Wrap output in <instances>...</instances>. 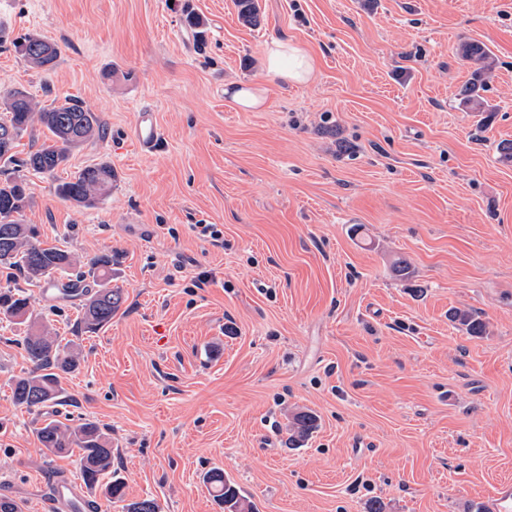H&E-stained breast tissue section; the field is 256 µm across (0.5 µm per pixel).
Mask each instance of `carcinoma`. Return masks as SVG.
I'll return each mask as SVG.
<instances>
[{
  "mask_svg": "<svg viewBox=\"0 0 512 512\" xmlns=\"http://www.w3.org/2000/svg\"><path fill=\"white\" fill-rule=\"evenodd\" d=\"M33 40L32 36L24 37L16 42L15 47L31 66L44 71L54 69L59 58L58 48L48 43L44 56L33 57L28 54ZM459 54L473 68L470 82L461 90L463 102L474 112H486L488 104L480 91L491 70L490 54L477 43L461 44ZM0 110L5 112V116L0 118V130L11 128L15 131L11 145L13 151L7 155L0 154V266L11 270L13 278L27 284L43 282L64 297H86L78 327L95 333L111 323L112 316L123 303L121 289L112 287V255L103 254L91 259L84 271L77 268V259L69 251L40 242L30 225L22 223V213L30 194L27 183L16 172L25 167L38 173L53 174L66 165L72 149L96 136H103V126L95 113L73 98L66 97L61 102L41 107L22 89L11 91L0 102ZM36 121L47 130V142L26 158L19 159L14 148ZM114 178L111 164L96 163L58 184L57 193L66 200L92 205L112 189ZM27 313L28 301L21 290H0V318L26 324L29 322ZM448 320L468 336L486 334V323L470 310L451 309ZM22 348L31 367L13 381L15 403L33 408L58 400L62 394L61 376L78 369L80 352L61 345L59 337L50 331L35 330L31 326L22 338ZM316 427L317 419L313 413L296 410L288 418V441L298 445ZM37 436L42 447L54 455L78 450L85 483L100 489L109 502L123 498V479L112 475V438L97 422L86 419L70 425L51 420L38 428ZM206 483L224 506V512H253L252 505L246 503L223 472L209 473Z\"/></svg>",
  "mask_w": 512,
  "mask_h": 512,
  "instance_id": "cac0c4a2",
  "label": "carcinoma"
}]
</instances>
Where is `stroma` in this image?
Wrapping results in <instances>:
<instances>
[{"label":"stroma","instance_id":"obj_1","mask_svg":"<svg viewBox=\"0 0 512 512\" xmlns=\"http://www.w3.org/2000/svg\"><path fill=\"white\" fill-rule=\"evenodd\" d=\"M258 5L250 25L237 0H0V96L74 97L105 131L56 174L28 173L24 221L80 263L111 254L125 298L78 334L79 301L23 285L35 328L81 353L62 401L32 410L10 388L25 329L0 320V499L20 512H51L54 479L81 476L77 455L41 447L51 419L110 434L124 498L101 512L145 497L224 512L213 469L254 512H474L512 481V163L496 150L512 140V0ZM28 34L59 48L54 70L16 52ZM273 39L307 49L315 77L266 82L244 110L231 91L265 82ZM469 41L493 59L485 128L460 98ZM145 110L152 153L132 136ZM102 161L115 178L95 207L56 195ZM453 307L486 335L455 328ZM298 408L318 426L292 448ZM133 136L140 148L145 152L150 153L158 148L162 140V134L154 122L151 112L147 110L140 112L134 125ZM448 320L468 336L481 337L486 334V323L479 315L470 310L451 309L448 311Z\"/></svg>","mask_w":512,"mask_h":512}]
</instances>
